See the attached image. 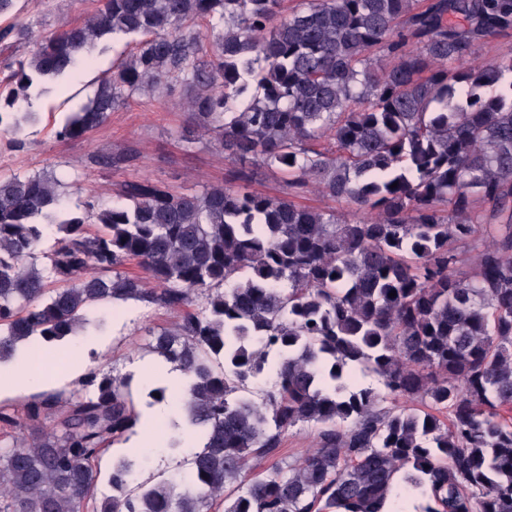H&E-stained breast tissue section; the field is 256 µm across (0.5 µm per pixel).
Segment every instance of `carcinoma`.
Returning a JSON list of instances; mask_svg holds the SVG:
<instances>
[{
	"label": "carcinoma",
	"instance_id": "1",
	"mask_svg": "<svg viewBox=\"0 0 512 512\" xmlns=\"http://www.w3.org/2000/svg\"><path fill=\"white\" fill-rule=\"evenodd\" d=\"M17 2L0 0V37L28 42ZM280 4L100 0L8 64L0 136L16 147L32 91L90 43L124 38L57 137L179 84L225 158L284 174L288 192L141 179L110 207L64 210L51 172L0 180V363L23 342L37 368L61 360L105 303L179 311L149 351L187 379L165 447L193 445L147 478L146 449L119 458L97 508L100 456L136 434L134 395L152 408L175 392L90 370L24 418L0 406L3 426L42 421L27 443L0 433V512H388L400 483L422 512H512V51L473 59L512 31V0ZM309 188L367 219L297 205ZM267 368L271 386L250 390ZM400 398L427 410L383 406ZM304 423L316 448L290 463L282 438ZM258 457L273 471L254 472Z\"/></svg>",
	"mask_w": 512,
	"mask_h": 512
}]
</instances>
